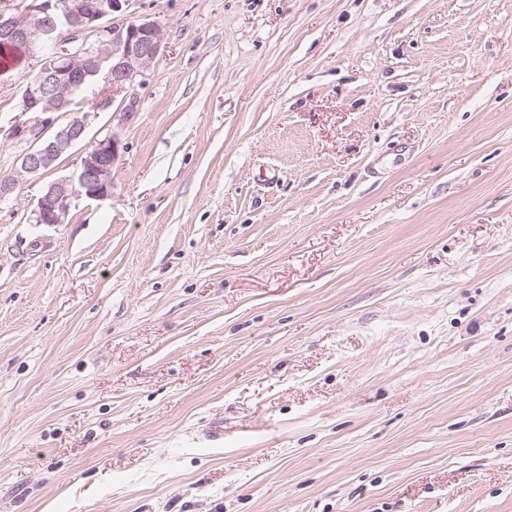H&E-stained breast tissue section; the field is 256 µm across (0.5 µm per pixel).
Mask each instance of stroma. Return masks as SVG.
I'll use <instances>...</instances> for the list:
<instances>
[{
	"instance_id": "obj_1",
	"label": "stroma",
	"mask_w": 512,
	"mask_h": 512,
	"mask_svg": "<svg viewBox=\"0 0 512 512\" xmlns=\"http://www.w3.org/2000/svg\"><path fill=\"white\" fill-rule=\"evenodd\" d=\"M143 16L111 196L0 201V512H512V0Z\"/></svg>"
}]
</instances>
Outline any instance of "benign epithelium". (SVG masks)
Returning <instances> with one entry per match:
<instances>
[{"label":"benign epithelium","mask_w":512,"mask_h":512,"mask_svg":"<svg viewBox=\"0 0 512 512\" xmlns=\"http://www.w3.org/2000/svg\"><path fill=\"white\" fill-rule=\"evenodd\" d=\"M123 0H42L21 16L0 14V45L21 46L36 70L23 89L18 109L35 118L14 128L37 146L23 154L20 173L41 175L86 137L91 112L58 123L72 111L77 90L104 78L107 100L144 82L162 50V30L148 18L104 22ZM121 141L110 132L94 140L71 175L50 182L34 210L38 224H61L81 200L101 201L112 194V168Z\"/></svg>","instance_id":"benign-epithelium-1"}]
</instances>
